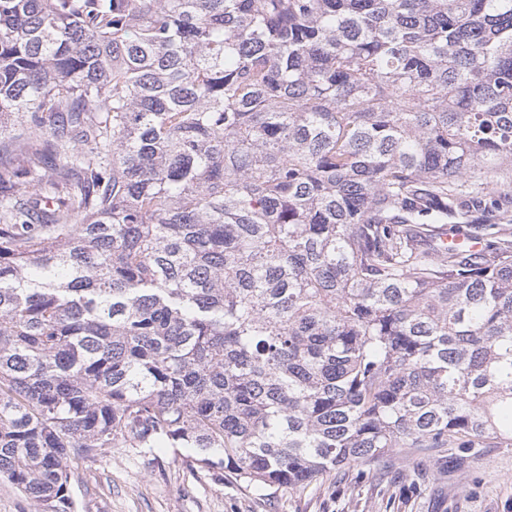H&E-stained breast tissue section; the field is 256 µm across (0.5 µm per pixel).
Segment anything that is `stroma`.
Wrapping results in <instances>:
<instances>
[{"instance_id":"35a3bbf8","label":"stroma","mask_w":512,"mask_h":512,"mask_svg":"<svg viewBox=\"0 0 512 512\" xmlns=\"http://www.w3.org/2000/svg\"><path fill=\"white\" fill-rule=\"evenodd\" d=\"M172 448L106 450L72 481L76 512H512V447L401 449L364 474L263 492L222 467L190 470Z\"/></svg>"}]
</instances>
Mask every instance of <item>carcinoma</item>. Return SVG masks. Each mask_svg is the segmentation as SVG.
Instances as JSON below:
<instances>
[{"label": "carcinoma", "instance_id": "cac0c4a2", "mask_svg": "<svg viewBox=\"0 0 512 512\" xmlns=\"http://www.w3.org/2000/svg\"><path fill=\"white\" fill-rule=\"evenodd\" d=\"M2 117L33 512L108 448L278 490L512 447V0H0Z\"/></svg>", "mask_w": 512, "mask_h": 512}]
</instances>
